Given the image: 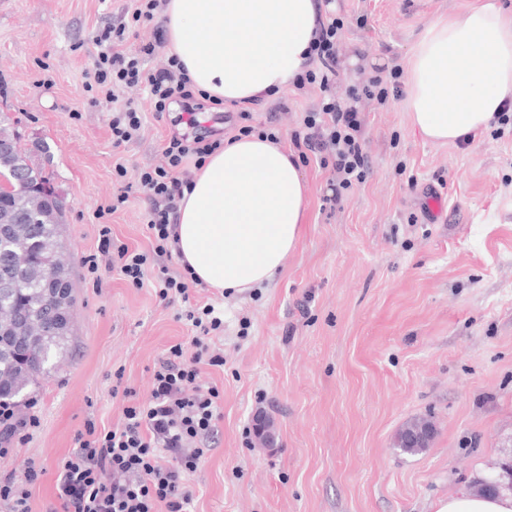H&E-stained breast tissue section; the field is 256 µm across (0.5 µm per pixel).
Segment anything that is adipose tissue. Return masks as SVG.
Wrapping results in <instances>:
<instances>
[{"mask_svg": "<svg viewBox=\"0 0 512 512\" xmlns=\"http://www.w3.org/2000/svg\"><path fill=\"white\" fill-rule=\"evenodd\" d=\"M171 52L197 91L232 105L287 91L305 70L315 0H166ZM404 110L427 140L448 144L487 130L512 99V11L472 0L439 15L414 42ZM309 187L297 157L244 137L210 155L179 202L175 250L196 280L241 294L281 271L305 223ZM436 512H512V492L469 489Z\"/></svg>", "mask_w": 512, "mask_h": 512, "instance_id": "obj_1", "label": "adipose tissue"}]
</instances>
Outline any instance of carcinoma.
Instances as JSON below:
<instances>
[{
    "label": "carcinoma",
    "instance_id": "carcinoma-1",
    "mask_svg": "<svg viewBox=\"0 0 512 512\" xmlns=\"http://www.w3.org/2000/svg\"><path fill=\"white\" fill-rule=\"evenodd\" d=\"M0 139L15 145V153L0 160V183H9L11 189L0 200V279L13 281L11 288H0V318L22 312L37 321L48 296L39 266L44 260L62 266L63 205L43 194L42 188L50 185L44 169L33 162L31 151L21 146L14 121L5 112L0 113ZM71 331L69 327L45 337L24 354L12 349L11 337L0 338V403L13 402L49 374L54 354Z\"/></svg>",
    "mask_w": 512,
    "mask_h": 512
}]
</instances>
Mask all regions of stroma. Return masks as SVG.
<instances>
[{
	"instance_id": "obj_1",
	"label": "stroma",
	"mask_w": 512,
	"mask_h": 512,
	"mask_svg": "<svg viewBox=\"0 0 512 512\" xmlns=\"http://www.w3.org/2000/svg\"><path fill=\"white\" fill-rule=\"evenodd\" d=\"M468 2L320 0L324 17L344 21L337 91L404 68L423 28ZM132 12L133 0H0V109L18 119L22 145L63 198L76 295L65 360L26 394L40 424L0 457V472L23 475L31 460L43 468L31 512H46L84 423L118 425L129 401H148L157 360L193 333L185 304L157 296V267L137 287L85 262L104 224L115 245L152 251V202L138 176L187 130L178 107L155 115L146 93L131 89L144 127L112 145V105L86 73L94 32L133 22ZM319 96L291 88L238 106L204 103L197 118L228 140L239 112L250 113L288 149ZM358 107L365 182L329 206L332 172L310 160L306 230L273 281L226 297L193 287L191 301L224 313V364L200 374L223 400L212 449L188 479L193 512H435L439 499L477 489L475 473L512 461V110L463 147L414 131L401 96ZM122 183L131 192L116 209ZM434 194L444 202L436 217ZM259 415L271 443L255 438ZM419 417L434 423L431 447L394 448Z\"/></svg>"
}]
</instances>
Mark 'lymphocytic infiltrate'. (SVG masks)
<instances>
[{
  "instance_id": "f902f5d3",
  "label": "lymphocytic infiltrate",
  "mask_w": 512,
  "mask_h": 512,
  "mask_svg": "<svg viewBox=\"0 0 512 512\" xmlns=\"http://www.w3.org/2000/svg\"><path fill=\"white\" fill-rule=\"evenodd\" d=\"M344 22L330 18L320 22L311 48L309 65L297 77L296 89L318 88V105L303 118L293 145L300 159L320 158L331 167L335 184L329 203H338L343 191L362 183L367 173L362 148L363 121L358 110L361 98L386 102L389 89L381 77L366 84L349 85L337 92L338 42ZM126 22L112 24L94 38L98 48L89 79L114 103L112 144L119 147L138 136L143 117L132 101H120L125 89L143 88L156 113L166 112L173 99L190 103L195 99L192 84L176 56H168L160 70L146 67L149 58L164 48V35L154 41L129 46ZM222 139L205 136H171L162 153L163 165L141 170L140 191L148 195L152 208L147 226L155 239L153 253L128 247H112L109 227H101L100 253L88 260L91 268L117 269L135 286H143L152 255L172 256L176 213L182 191L191 179L187 162L202 166L207 157L221 149ZM195 280L161 267L157 294L161 299L181 298L188 302ZM195 334L187 342L171 346L158 360L153 373L149 403H130L123 421L109 429L86 422L77 435V446L63 460L56 480V505L47 512H188L193 494L187 485L204 446L220 417L221 393L217 387L197 382L201 366H220L224 357L212 345L213 335L224 329V320L212 304L190 306L185 314ZM41 477L27 467L23 477L0 475V512H30L29 488Z\"/></svg>"
}]
</instances>
